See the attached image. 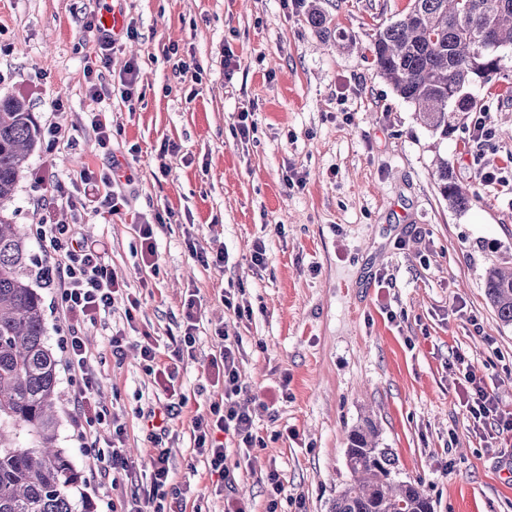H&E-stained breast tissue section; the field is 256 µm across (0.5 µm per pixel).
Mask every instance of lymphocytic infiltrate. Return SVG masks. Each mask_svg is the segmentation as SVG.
Returning <instances> with one entry per match:
<instances>
[{"mask_svg":"<svg viewBox=\"0 0 512 512\" xmlns=\"http://www.w3.org/2000/svg\"><path fill=\"white\" fill-rule=\"evenodd\" d=\"M110 182V177H99L95 171L86 168L80 171L78 182L70 186L59 185L58 193L66 198L74 221L70 224L47 221L37 225L38 239L59 258L58 263L39 268L37 275L45 284H56L57 305L71 325V334L66 337L64 347L69 367L80 378L74 396L79 425L85 432L95 431L102 425L112 429V440L107 448L93 444L86 447L85 454L102 464L105 470L111 471L113 477L131 479L135 476L137 465L124 449L125 426L119 416L110 414L96 398L97 377L88 363L83 336L85 327L96 324L101 314L109 312L115 293L127 286L126 281L119 279L110 269L105 244L82 237L78 226L79 220L89 209L110 216L119 213V195L99 192L100 185ZM197 320L198 303L196 299H188L184 329L170 339L167 365H158V345L152 336H143L136 344L141 362L153 373L164 397L158 409L160 417L172 415L186 403L174 381L180 364L195 352ZM239 355L237 342L221 339L211 357L210 367L215 377L224 382V399L213 404L209 414L196 416L192 423L197 454L206 460L212 471L225 478L230 475L225 439L234 440L239 450L245 453L250 452L256 444L251 407L256 404L257 398L249 393L240 380ZM464 381L467 385L465 406L471 418L477 422L495 420L500 432L512 433V414L501 412L496 394L484 378L469 368L464 373ZM171 482L169 452L164 448L158 449L149 483L137 487L131 494L130 512H165L164 501Z\"/></svg>","mask_w":512,"mask_h":512,"instance_id":"f902f5d3","label":"lymphocytic infiltrate"}]
</instances>
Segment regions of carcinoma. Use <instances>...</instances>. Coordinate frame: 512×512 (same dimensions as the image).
I'll list each match as a JSON object with an SVG mask.
<instances>
[{
	"mask_svg": "<svg viewBox=\"0 0 512 512\" xmlns=\"http://www.w3.org/2000/svg\"><path fill=\"white\" fill-rule=\"evenodd\" d=\"M313 27L336 45L356 37L336 27L313 5ZM512 47V0H412L408 11L377 30L368 51L377 73L413 105L417 117L446 140L458 116L476 101L474 79L504 73L499 50ZM39 136L22 98H0V204L9 201ZM439 188L451 209L473 199L440 162ZM485 295L498 320L512 325V270L490 266ZM57 360L46 343L42 300L30 284L28 234L0 219V512H75L81 482L70 457L57 446ZM379 428L366 417L347 435L351 474L330 512H433L421 481H399L392 449L379 447Z\"/></svg>",
	"mask_w": 512,
	"mask_h": 512,
	"instance_id": "obj_1",
	"label": "carcinoma"
}]
</instances>
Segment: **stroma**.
<instances>
[{"mask_svg": "<svg viewBox=\"0 0 512 512\" xmlns=\"http://www.w3.org/2000/svg\"><path fill=\"white\" fill-rule=\"evenodd\" d=\"M137 31L118 39L110 68L84 32L90 0H0V97L24 98L39 126L64 140H38L0 215L31 228L72 221L54 190L81 168L120 161L119 214L87 213L82 232L108 245V262L136 293L139 332L160 345L183 327L185 303H201L193 359L175 385L186 397L167 418L173 485L167 512H224L217 476L193 448V417L221 396L209 366L218 333L240 343L243 383L263 400L261 443L232 462L231 493L267 512L266 476L281 474L277 512H329L350 479L347 433L364 417L399 458L397 477L421 480L434 512H512V435L493 420L473 423L463 406V365L494 386L512 413V325L485 296L487 267L512 266V192L486 185L497 169L512 181V94L506 80L477 84V110L492 140L477 146L471 119L442 140L380 77L363 48L409 0H321L359 48L323 41L305 0H111ZM175 46L188 72L164 52ZM140 66L136 106L118 87L128 60ZM107 86L87 94L89 76ZM256 130L241 138V112ZM99 113L116 135L103 150L86 121ZM177 144L159 160L162 143ZM475 190L462 211L438 187L437 160ZM168 174H161L160 163ZM298 172L302 187L285 177ZM174 213L156 229L158 267H138V224ZM268 263L251 264L255 241ZM223 250V267L201 265L190 246ZM243 290L251 318L224 303ZM127 306L86 330L101 402L126 425L138 476L150 473L153 441L140 417L157 401L153 375L134 345L113 354ZM57 444L81 475L84 512H126L132 487L113 485L80 450L74 392L79 379L58 365Z\"/></svg>", "mask_w": 512, "mask_h": 512, "instance_id": "1", "label": "stroma"}]
</instances>
